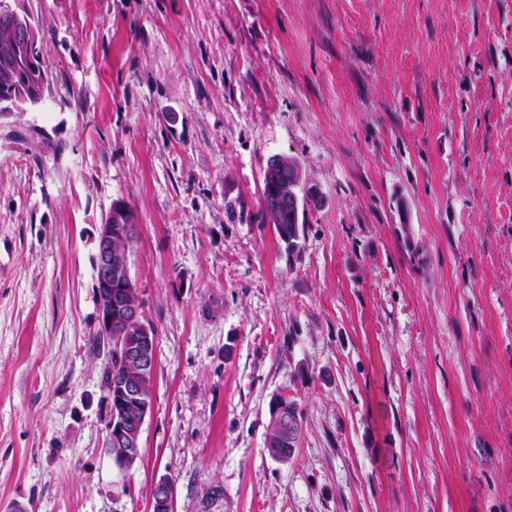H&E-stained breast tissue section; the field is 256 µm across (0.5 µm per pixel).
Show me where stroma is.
I'll return each instance as SVG.
<instances>
[{
    "label": "stroma",
    "instance_id": "stroma-1",
    "mask_svg": "<svg viewBox=\"0 0 512 512\" xmlns=\"http://www.w3.org/2000/svg\"><path fill=\"white\" fill-rule=\"evenodd\" d=\"M0 112V512H512V0H30ZM319 204L288 252L270 156ZM156 334L105 448L100 224ZM304 413L265 448L269 402ZM29 5L27 0H1L0 1V18L3 22H10L15 26L16 38L24 44V46L36 47L37 42V55L32 51L31 62L28 49L15 42L12 33L7 29V26L0 23V109L2 111H9L12 109H23V105L28 103V98L24 92H18L16 95H11L13 92L24 88L25 85L31 90L33 101H37L38 92H46L48 84L37 86L33 79L32 66L43 68L40 61V40H39V21H35L32 15L27 13ZM27 16V17H26ZM24 18L27 22H23ZM28 18V19H27ZM30 21V22H29ZM21 22L20 25H15ZM33 25L36 31V42L31 33V26ZM6 95H11L5 97ZM44 99L42 96L38 103ZM32 102L29 100L27 106H31ZM175 487L171 478L161 477L154 485L150 508L152 512H174Z\"/></svg>",
    "mask_w": 512,
    "mask_h": 512
}]
</instances>
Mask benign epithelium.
<instances>
[{
	"mask_svg": "<svg viewBox=\"0 0 512 512\" xmlns=\"http://www.w3.org/2000/svg\"><path fill=\"white\" fill-rule=\"evenodd\" d=\"M29 11L28 0H0V20L15 25L16 38L24 45H34L31 26L22 23ZM273 177L288 183V194L276 195L270 199L269 206L274 210L287 209L295 214L310 200L320 199L316 189L301 193L300 173L293 168H285L280 157L269 159ZM95 281L99 297L98 331L110 337L117 352L124 354L126 363L135 365L141 371L154 370L157 362L156 338L153 329L140 321L141 304L135 285L130 276L129 259L112 251V222L100 225L98 236V254L95 264ZM120 283L121 291L112 293V283ZM130 327L138 328L140 344L132 346L126 343L124 333ZM119 392L125 403L124 412L109 418L105 447L116 449L129 468L136 462L140 435L151 402L141 395L138 379L128 376L119 384ZM271 424L281 433L292 438L296 434L295 412L284 404L271 403ZM175 487L171 478L161 477L154 485L150 503L151 512H174Z\"/></svg>",
	"mask_w": 512,
	"mask_h": 512,
	"instance_id": "7a95c632",
	"label": "benign epithelium"
}]
</instances>
